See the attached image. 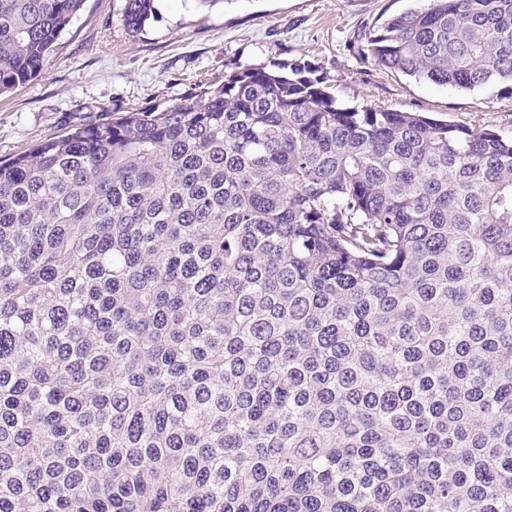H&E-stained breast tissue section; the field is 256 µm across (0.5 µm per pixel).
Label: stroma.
<instances>
[{
    "label": "stroma",
    "instance_id": "1",
    "mask_svg": "<svg viewBox=\"0 0 512 512\" xmlns=\"http://www.w3.org/2000/svg\"><path fill=\"white\" fill-rule=\"evenodd\" d=\"M429 0H155L156 17L135 35L122 0H84L43 69L0 94V159L46 136L98 121L103 111L166 107L243 64H316L338 101L432 112L456 124L482 117L512 126V100L494 89L458 91L363 61L362 37L384 18Z\"/></svg>",
    "mask_w": 512,
    "mask_h": 512
}]
</instances>
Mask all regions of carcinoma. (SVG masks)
<instances>
[{
	"label": "carcinoma",
	"mask_w": 512,
	"mask_h": 512,
	"mask_svg": "<svg viewBox=\"0 0 512 512\" xmlns=\"http://www.w3.org/2000/svg\"><path fill=\"white\" fill-rule=\"evenodd\" d=\"M82 5L0 0V93ZM360 58L512 99V0ZM0 512H512V129L296 60L0 161Z\"/></svg>",
	"instance_id": "obj_1"
}]
</instances>
